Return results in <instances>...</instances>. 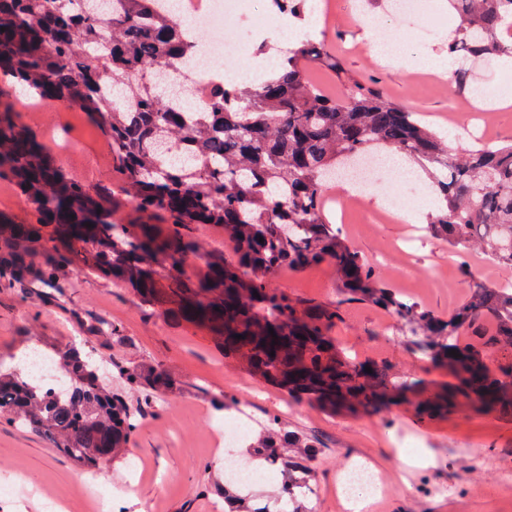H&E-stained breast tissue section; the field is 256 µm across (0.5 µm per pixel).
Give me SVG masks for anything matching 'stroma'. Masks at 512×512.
I'll list each match as a JSON object with an SVG mask.
<instances>
[{"mask_svg":"<svg viewBox=\"0 0 512 512\" xmlns=\"http://www.w3.org/2000/svg\"><path fill=\"white\" fill-rule=\"evenodd\" d=\"M391 0H321L312 20L290 23L265 39L261 57L275 63L277 48L302 35L323 43L342 68L332 74L311 69L329 94L353 82L378 78L391 102L422 113L440 133L460 142L512 138V106L478 101L447 76L413 68L414 60L448 54V0H425L429 35L416 39L412 24L391 13ZM382 13L386 28L403 43L404 62L370 56L371 31L359 7ZM258 59V60H261ZM258 60H241V71ZM9 104L24 133L43 145L67 177L98 190L116 188L119 174L107 139L92 118L67 104L29 100L21 86L0 78V104ZM391 189L380 185L350 206L342 230L351 247L381 282L448 317L472 282L512 281V271L477 253L429 239L426 208L411 221L387 213ZM272 288L309 304L338 307L330 330L337 345L356 362L384 370L399 391L396 402L379 409L324 407L264 381L244 365L226 359L208 332L144 309L127 288L112 281L80 277L69 301L21 300L0 286V371L32 344L77 347L96 363L149 362L163 367L179 387L140 419L127 456L100 473L74 468L40 436L0 425V512H214L224 497L207 492L224 471L225 414L216 397L235 398L250 431L278 420L289 431L309 435L319 449L307 504L313 512H351L339 492V477L352 465L377 472L382 488L368 512H512V414L459 396L452 407L420 420L416 404L453 380L447 368L408 347L401 323L391 313L361 301L342 300L327 264L284 269ZM104 319L120 323L126 340L117 343L88 330Z\"/></svg>","mask_w":512,"mask_h":512,"instance_id":"obj_1","label":"stroma"}]
</instances>
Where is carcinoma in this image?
<instances>
[{"label": "carcinoma", "mask_w": 512, "mask_h": 512, "mask_svg": "<svg viewBox=\"0 0 512 512\" xmlns=\"http://www.w3.org/2000/svg\"><path fill=\"white\" fill-rule=\"evenodd\" d=\"M78 0H0V72L34 96L63 100L88 113L107 136L125 174L122 194L142 214L169 213L161 232L114 217L112 197L63 176L30 142L9 108L0 109V175L14 182L37 224L4 223L0 285L23 300L52 298L74 272L131 289L140 304L174 320L205 326L224 356L246 362L262 379L334 406L377 408L391 399L386 375L365 371L328 336L339 308L302 305L269 281L283 268L327 263L347 300L395 314L407 342L460 370L458 384L422 420L458 395L505 401L512 366L491 369L483 354L457 342L483 316L492 319V348L512 346V283H474L443 319L383 285L324 216L326 189L337 170L357 161L397 156L411 164L436 197L431 237L481 251L512 270V139L465 146L438 134L418 112L384 99L361 82L342 98L315 86L309 66L334 73L336 57L311 40L288 50L278 66L243 85L228 79L211 88L202 112L184 110L155 69L174 75L196 38L159 0H110L112 20L88 16ZM288 18L306 17L308 0H274ZM456 38L448 43L457 83L470 82L465 60L512 59V0H448ZM111 62L100 80L92 57ZM220 224L236 258L210 253L184 230ZM205 260L207 274L186 269ZM259 297H254V294ZM91 330L123 343V327L99 320ZM456 350L459 357L450 355ZM64 374L57 393L25 369L0 373V423L31 430L77 466L96 470L120 457L145 409L178 387L159 365L115 364L112 388L74 348L44 353ZM248 462L268 459L283 485L276 502H257L230 482L216 484L227 512H309L294 497L309 478L317 449L278 419L248 437Z\"/></svg>", "instance_id": "carcinoma-1"}]
</instances>
